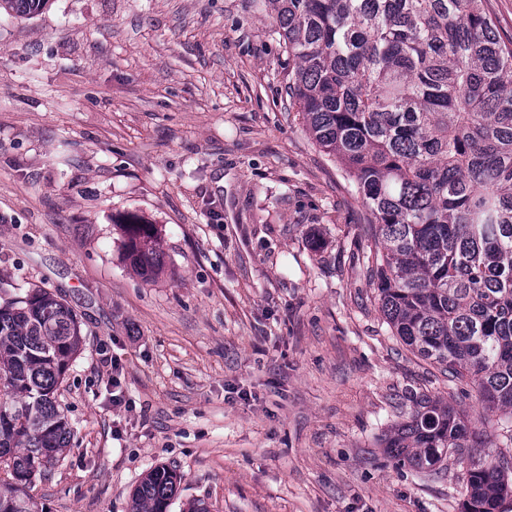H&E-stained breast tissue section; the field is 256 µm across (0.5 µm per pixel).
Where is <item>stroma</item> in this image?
<instances>
[{
	"label": "stroma",
	"mask_w": 512,
	"mask_h": 512,
	"mask_svg": "<svg viewBox=\"0 0 512 512\" xmlns=\"http://www.w3.org/2000/svg\"><path fill=\"white\" fill-rule=\"evenodd\" d=\"M265 0H48L0 15V297L63 298L85 337L60 387L72 434L26 488L43 512H460L385 440L427 395L472 421V383L383 319L370 214L288 95ZM157 225L163 272L123 258ZM122 225L127 239L125 245L130 265L145 281L152 280L164 266L155 224L132 217ZM181 480L180 474L168 466L150 469L134 490L129 512H168Z\"/></svg>",
	"instance_id": "stroma-1"
}]
</instances>
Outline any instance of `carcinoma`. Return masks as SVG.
I'll list each match as a JSON object with an SVG mask.
<instances>
[{"instance_id": "1", "label": "carcinoma", "mask_w": 512, "mask_h": 512, "mask_svg": "<svg viewBox=\"0 0 512 512\" xmlns=\"http://www.w3.org/2000/svg\"><path fill=\"white\" fill-rule=\"evenodd\" d=\"M291 69L288 95L370 213L379 310L393 335L482 415L512 418V40L486 0H266ZM48 0H0L24 17ZM130 265L164 266L155 225L124 223ZM83 343L77 314L45 290L0 304V512H39L21 487L60 461L72 429L56 392ZM452 403L425 397L386 439L388 456L435 480L468 461L462 512H498L512 460ZM182 477L150 469L129 512H168Z\"/></svg>"}]
</instances>
